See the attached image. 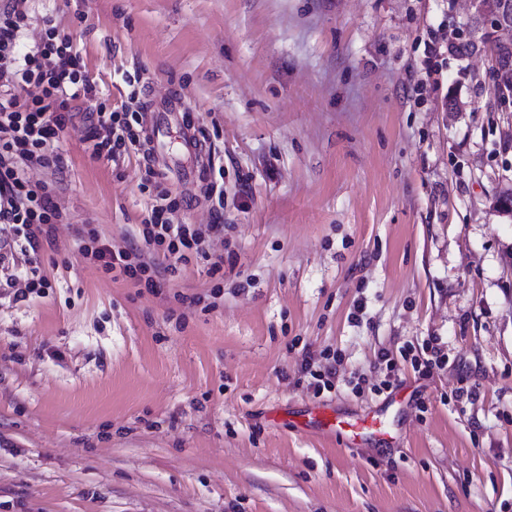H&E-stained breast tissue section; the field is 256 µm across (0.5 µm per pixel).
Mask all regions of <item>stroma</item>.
<instances>
[{
    "instance_id": "35a3bbf8",
    "label": "stroma",
    "mask_w": 512,
    "mask_h": 512,
    "mask_svg": "<svg viewBox=\"0 0 512 512\" xmlns=\"http://www.w3.org/2000/svg\"><path fill=\"white\" fill-rule=\"evenodd\" d=\"M22 8V49L70 35L107 111L185 97L213 160L162 182L183 223L223 204L224 275L194 259L151 292L84 258L92 232L137 244L150 161L91 159L74 116L61 166L27 171L64 217L50 287L0 297V512H512V113L478 53L427 52L463 0ZM325 352L318 394L299 367ZM318 403L383 410L395 443L298 428ZM330 361L329 356H325V360L327 363L323 365L322 370H312L313 364L311 363L310 357L305 355L302 359V363L300 364V371L305 374H309L315 382L313 383L315 387V392L320 394L324 390L331 389L333 383L331 381L332 378L336 376L337 368L336 365L338 361L336 358H332Z\"/></svg>"
}]
</instances>
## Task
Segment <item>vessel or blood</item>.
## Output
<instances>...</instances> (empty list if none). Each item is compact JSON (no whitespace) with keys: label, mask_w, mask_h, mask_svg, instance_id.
Instances as JSON below:
<instances>
[{"label":"vessel or blood","mask_w":512,"mask_h":512,"mask_svg":"<svg viewBox=\"0 0 512 512\" xmlns=\"http://www.w3.org/2000/svg\"><path fill=\"white\" fill-rule=\"evenodd\" d=\"M184 108L183 97L172 95L143 113L142 127L154 163L167 167L177 181L188 184L196 177L201 159V141L197 130L181 125L179 116ZM173 131L178 133L184 150L178 159L167 152L166 139ZM303 425L317 429L326 438L341 441L347 448L360 447L368 440L388 433L385 421L379 414L346 418L325 404L313 406Z\"/></svg>","instance_id":"b4317fda"}]
</instances>
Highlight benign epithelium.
I'll use <instances>...</instances> for the list:
<instances>
[{"label":"benign epithelium","instance_id":"1","mask_svg":"<svg viewBox=\"0 0 512 512\" xmlns=\"http://www.w3.org/2000/svg\"><path fill=\"white\" fill-rule=\"evenodd\" d=\"M487 30L480 53L488 62L486 76L498 111L512 112L506 86H512V3L509 0H467Z\"/></svg>","mask_w":512,"mask_h":512}]
</instances>
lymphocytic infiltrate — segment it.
Returning <instances> with one entry per match:
<instances>
[{
  "label": "lymphocytic infiltrate",
  "instance_id": "f902f5d3",
  "mask_svg": "<svg viewBox=\"0 0 512 512\" xmlns=\"http://www.w3.org/2000/svg\"><path fill=\"white\" fill-rule=\"evenodd\" d=\"M24 25L25 16L16 0H8L0 8V224L12 229L14 239H0V266L24 262V290H17L15 280L6 282L18 299L48 288L49 281L33 254L63 220L51 189L44 183H30L26 170L59 162L56 142L73 103L89 105L86 119L92 159L117 160L137 150L140 141L138 113L108 112L95 105L94 87L79 70L70 37L49 28L47 41L22 55L17 40ZM25 86L31 92L23 97L18 90ZM170 195L167 188L158 189L156 203L140 231L152 262L136 261L128 250L112 252L96 240L83 246L84 257L113 280L141 283L152 290L158 288L163 274L175 272L194 255L209 259L210 273L223 271V255L207 250L211 238L223 236V222L203 227L173 223L171 215L179 204Z\"/></svg>",
  "mask_w": 512,
  "mask_h": 512
}]
</instances>
